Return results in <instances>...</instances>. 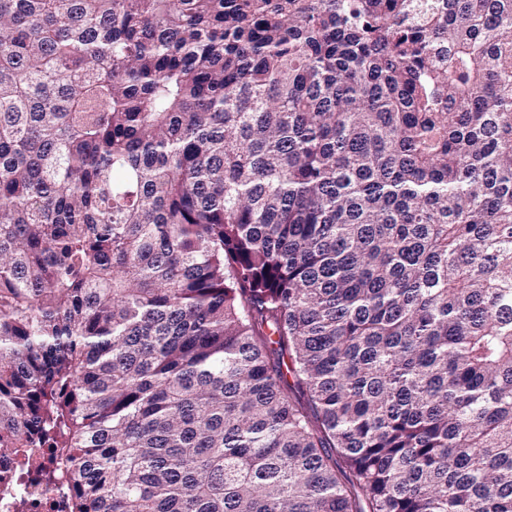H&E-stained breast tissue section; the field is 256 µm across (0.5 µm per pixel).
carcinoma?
Returning a JSON list of instances; mask_svg holds the SVG:
<instances>
[{"instance_id": "obj_1", "label": "carcinoma", "mask_w": 512, "mask_h": 512, "mask_svg": "<svg viewBox=\"0 0 512 512\" xmlns=\"http://www.w3.org/2000/svg\"><path fill=\"white\" fill-rule=\"evenodd\" d=\"M67 512H512V0H0V465ZM52 468L48 451L36 457L29 470L18 474L16 483L19 493L25 498L26 512H61L64 510V496L60 484L46 488L41 482V474Z\"/></svg>"}]
</instances>
